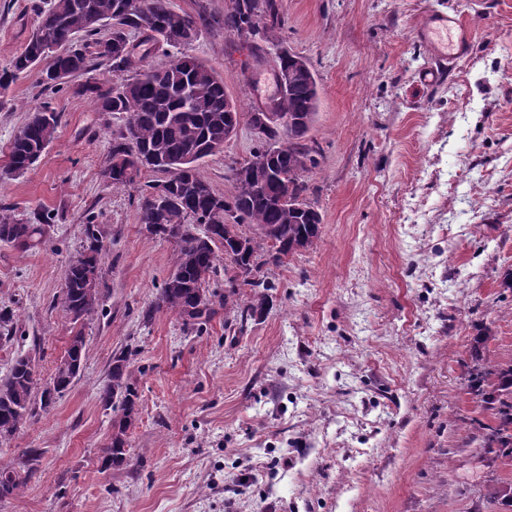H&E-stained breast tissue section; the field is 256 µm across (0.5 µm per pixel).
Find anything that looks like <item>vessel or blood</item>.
I'll return each mask as SVG.
<instances>
[{"instance_id":"1","label":"vessel or blood","mask_w":512,"mask_h":512,"mask_svg":"<svg viewBox=\"0 0 512 512\" xmlns=\"http://www.w3.org/2000/svg\"><path fill=\"white\" fill-rule=\"evenodd\" d=\"M417 35L428 46L433 60L432 65L420 74L421 81L428 85L438 81L471 49L470 30L454 13H424L418 23Z\"/></svg>"}]
</instances>
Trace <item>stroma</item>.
<instances>
[{
    "instance_id": "obj_1",
    "label": "stroma",
    "mask_w": 512,
    "mask_h": 512,
    "mask_svg": "<svg viewBox=\"0 0 512 512\" xmlns=\"http://www.w3.org/2000/svg\"><path fill=\"white\" fill-rule=\"evenodd\" d=\"M35 0H0V66L35 27ZM228 0H171L210 22L190 53L224 78L242 111L278 90V47L306 57L319 108L304 179L322 215L313 248L260 267L265 310L214 304L203 329L143 313L172 270L171 240L137 219L136 189L103 175L124 121L76 92L22 75L0 107V169L49 103L61 120L27 173L0 179L15 219L52 215L47 246L0 241V309L20 354L49 380L83 334L79 375L48 412L0 448L10 465L43 449L37 473L0 512H512L485 489L504 473L484 455L490 411L468 386L475 360H512V0H283L280 46L224 33ZM454 11L473 33L467 56L435 87L414 37L425 12ZM257 145L248 122L198 172L221 195ZM99 240L101 300L74 322L64 270ZM133 350L139 411L131 462L101 471L114 413L99 397L112 357Z\"/></svg>"
}]
</instances>
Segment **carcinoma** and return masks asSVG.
<instances>
[{
  "mask_svg": "<svg viewBox=\"0 0 512 512\" xmlns=\"http://www.w3.org/2000/svg\"><path fill=\"white\" fill-rule=\"evenodd\" d=\"M258 0H230L224 10V34L240 38L260 36L267 42L279 40L284 20L279 17L276 0H263L268 12L257 13ZM149 13L137 10L132 0H51L49 7H35L38 27L27 39L23 50L0 68V92L46 57L48 40L69 42L72 49L53 57L43 72V84L54 88L60 76H83L77 93L90 98L101 112L125 117L124 131L112 139V151L104 177L114 189H139L138 221L148 233L170 236L186 223L197 224L196 233H187L176 241L173 269L159 291L155 304L146 313L166 310L183 320V325L201 327L211 314L210 289L217 264L224 261L225 287L265 288V282L242 277L237 269L256 271L259 259L266 255L274 262L295 253L294 246L308 249L319 238L316 225L320 213L303 193L301 174L318 164L317 146L308 143V133L318 112L315 74L306 58L281 50L275 59L277 69L288 73V82L274 97L276 111L288 118L283 127L272 122L252 153L254 162L235 170V191L230 196L216 193L203 180L197 163L224 145V130L231 116L240 110L226 90L224 77L214 68L186 51L205 24L202 16L176 11L170 0H149ZM112 24V34L99 39V27ZM160 32L166 46L176 50L163 64H150L146 56L123 53L119 46L130 29ZM110 64L112 72L127 73L122 90L96 77L94 61ZM31 117L11 143L4 174L17 176L27 172L55 138L59 113L42 102L29 106ZM161 173L164 178L141 182L143 173ZM163 195H157L158 189ZM234 213V223H224V212ZM44 216L36 224H24L0 211V241L21 250L47 243ZM241 224H251L254 236L238 232ZM99 247L71 260L65 270L62 306L76 323L99 305ZM69 344L65 355L50 377L52 387L35 389L41 384L39 366L34 358L19 354L8 374L0 379V447H6L16 432L37 411H46L61 397L78 376L85 340L82 333ZM132 352L123 350L112 358V385L100 389L105 406L120 411L112 421V435L102 449V467L116 468L127 463L126 423L136 414L138 394L127 383V368ZM470 389L480 395L491 411L495 425L487 426L482 448L499 468L512 470V361L494 365H474L469 377ZM42 450L27 448L18 453L12 465L0 466V500L20 494L26 482L38 470ZM488 497L512 504V483L489 486Z\"/></svg>",
  "mask_w": 512,
  "mask_h": 512,
  "instance_id": "carcinoma-1",
  "label": "carcinoma"
}]
</instances>
